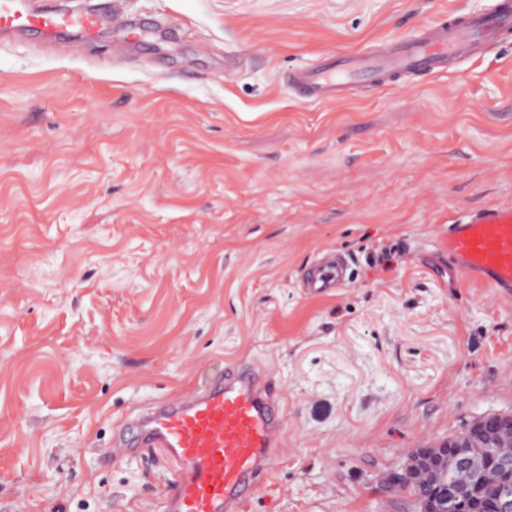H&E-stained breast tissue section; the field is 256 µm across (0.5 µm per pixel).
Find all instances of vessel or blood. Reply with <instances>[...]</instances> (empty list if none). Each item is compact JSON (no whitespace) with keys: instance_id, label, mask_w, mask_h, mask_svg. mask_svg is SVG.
I'll return each instance as SVG.
<instances>
[{"instance_id":"1","label":"vessel or blood","mask_w":512,"mask_h":512,"mask_svg":"<svg viewBox=\"0 0 512 512\" xmlns=\"http://www.w3.org/2000/svg\"><path fill=\"white\" fill-rule=\"evenodd\" d=\"M103 15L83 8L61 12L38 0H0V37L34 35L50 42L68 35L100 37ZM512 36V0H490L484 10L449 12L436 21L367 48L327 52L292 70L287 84L311 104L355 97L361 86H390L410 75H441L453 61L481 56ZM456 273L497 294H512V205L481 208L448 225L439 241ZM351 283L342 262L310 266L307 293L321 295ZM285 429L278 390L244 365L225 370L207 386L177 400L155 401L112 438L120 462L156 448L174 462L177 477L164 492L161 512H238L259 487Z\"/></svg>"}]
</instances>
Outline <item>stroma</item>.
<instances>
[{
    "mask_svg": "<svg viewBox=\"0 0 512 512\" xmlns=\"http://www.w3.org/2000/svg\"><path fill=\"white\" fill-rule=\"evenodd\" d=\"M485 2L124 0L171 38L0 40V512H158L175 465L112 434L230 365L287 421L241 512H403L406 449L512 412V298L437 250L512 203V43L348 103L284 82ZM326 254L352 283L307 295Z\"/></svg>",
    "mask_w": 512,
    "mask_h": 512,
    "instance_id": "35a3bbf8",
    "label": "stroma"
}]
</instances>
